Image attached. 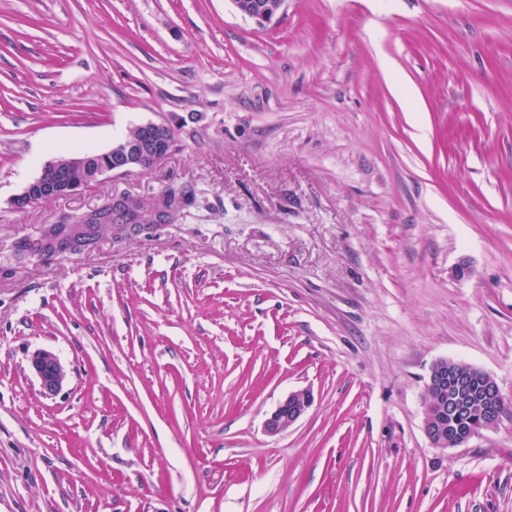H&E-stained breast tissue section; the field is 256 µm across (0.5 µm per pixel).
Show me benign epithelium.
I'll use <instances>...</instances> for the list:
<instances>
[{"instance_id": "7a95c632", "label": "benign epithelium", "mask_w": 512, "mask_h": 512, "mask_svg": "<svg viewBox=\"0 0 512 512\" xmlns=\"http://www.w3.org/2000/svg\"><path fill=\"white\" fill-rule=\"evenodd\" d=\"M232 3L240 14L263 25L281 11L285 0H249L244 6L240 0H232ZM171 137L172 129L168 125L146 123L136 126L134 134L106 151L51 161L15 198L14 205L22 208L33 200L70 196L111 172L143 170L164 157ZM99 230L98 224H48L40 239L57 253H81L97 245ZM30 368L47 398L56 396L67 380L65 365L50 350L36 352L30 359ZM475 375L484 379L480 390L471 385ZM425 395L424 432L435 448L452 449L457 445L458 436L446 426V418L457 417L474 403L480 404L482 410L480 421L471 425L470 435L475 436L500 423L503 397L499 386L491 375L479 368L464 372L455 368L452 360H439L430 369ZM311 404L309 391L288 392L266 419L265 432L276 436L286 431L306 414Z\"/></svg>"}]
</instances>
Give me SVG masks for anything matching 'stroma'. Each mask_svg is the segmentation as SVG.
Returning <instances> with one entry per match:
<instances>
[{"label": "stroma", "instance_id": "35a3bbf8", "mask_svg": "<svg viewBox=\"0 0 512 512\" xmlns=\"http://www.w3.org/2000/svg\"><path fill=\"white\" fill-rule=\"evenodd\" d=\"M147 122L175 138L153 167L13 207ZM180 190L139 236L21 249ZM441 359L512 404V0H287L263 27L232 0H0V512H512V420L424 433ZM30 368L39 380L42 394L55 397L67 380V370L60 358L50 350H39L30 359ZM312 404L307 390L289 391L278 403L264 423V430L270 436L286 431L306 414Z\"/></svg>", "mask_w": 512, "mask_h": 512}]
</instances>
